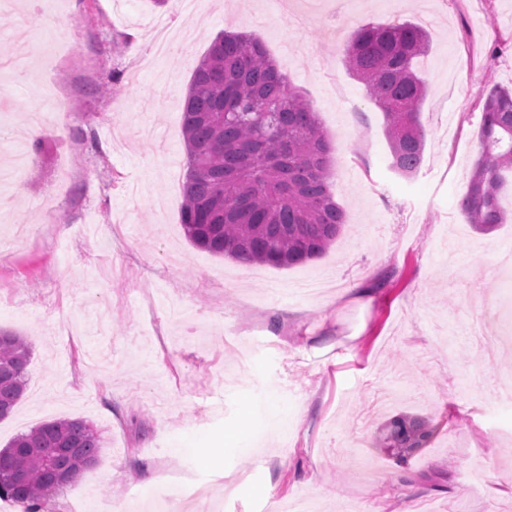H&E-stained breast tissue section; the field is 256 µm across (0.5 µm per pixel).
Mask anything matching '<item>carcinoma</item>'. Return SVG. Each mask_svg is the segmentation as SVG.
Masks as SVG:
<instances>
[{
  "label": "carcinoma",
  "instance_id": "carcinoma-1",
  "mask_svg": "<svg viewBox=\"0 0 512 512\" xmlns=\"http://www.w3.org/2000/svg\"><path fill=\"white\" fill-rule=\"evenodd\" d=\"M427 31L412 22L368 24L347 43L346 66L384 113L391 167L410 177L421 165L427 86L417 62ZM186 148L181 225L195 247L242 263L291 267L321 257L344 226L331 191V145L309 102L260 41L215 38L183 104ZM479 157L460 207L477 230L505 223L501 194L512 174V88L494 84L482 105ZM30 346L0 331V420L21 399ZM432 430L392 420L381 447L400 461L426 447ZM100 437L85 420L44 422L0 449V500L42 512L50 496L96 465ZM69 472L68 483L57 472Z\"/></svg>",
  "mask_w": 512,
  "mask_h": 512
}]
</instances>
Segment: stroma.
I'll return each mask as SVG.
<instances>
[{
	"mask_svg": "<svg viewBox=\"0 0 512 512\" xmlns=\"http://www.w3.org/2000/svg\"><path fill=\"white\" fill-rule=\"evenodd\" d=\"M429 33L418 173L391 168L380 109L341 47L369 23ZM168 23L170 50L152 51ZM259 39L312 104L332 143L345 228L322 257L245 266L191 245L180 224L181 116L214 37ZM72 45L54 76L64 130L0 213L27 227L0 250V330L32 346L27 389L0 421V448L32 427L83 419L100 433L95 466L49 501L85 512L135 500L156 512L164 480L189 512H269L306 494L314 512H512V405L457 385L474 369L512 374V223L483 233L460 206L479 154L491 84L512 87V0H11L0 45L27 71L0 70V151L43 99V51ZM375 283L371 299L351 292ZM404 415L436 429L404 463L377 448ZM246 430L247 444L233 441ZM495 465L473 492L465 463Z\"/></svg>",
	"mask_w": 512,
	"mask_h": 512,
	"instance_id": "stroma-1",
	"label": "stroma"
}]
</instances>
